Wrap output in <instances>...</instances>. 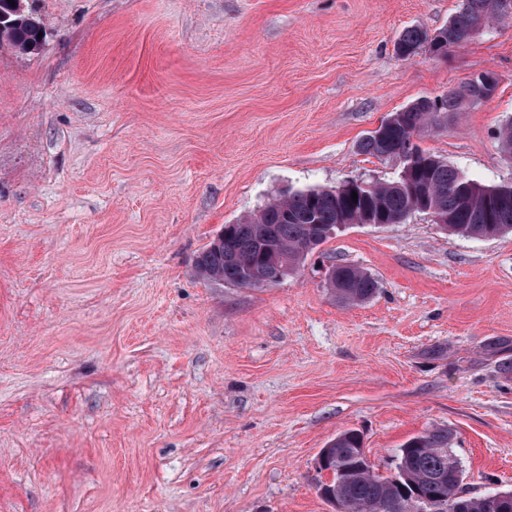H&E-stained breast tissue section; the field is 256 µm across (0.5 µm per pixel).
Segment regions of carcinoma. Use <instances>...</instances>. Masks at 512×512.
Listing matches in <instances>:
<instances>
[{
  "instance_id": "carcinoma-1",
  "label": "carcinoma",
  "mask_w": 512,
  "mask_h": 512,
  "mask_svg": "<svg viewBox=\"0 0 512 512\" xmlns=\"http://www.w3.org/2000/svg\"><path fill=\"white\" fill-rule=\"evenodd\" d=\"M0 15L9 16L6 39L26 53L38 51L46 33L43 21L18 0H0ZM512 20V0H462L458 12L439 30L438 41L426 44L421 28L405 30L398 43L406 58L423 47L437 56L469 42L475 31L493 22ZM483 78L469 79L451 94L420 98L393 113L394 125L385 138L367 134L361 152L376 158L405 156L396 179L357 186L339 193L336 188L296 190L276 198L257 213L227 225L221 245L205 247L195 260L196 273L210 281L243 287L277 283L347 220L368 224H401L414 213L446 218L443 230L452 235L490 239L512 233V183L482 186L440 157L427 153L413 137L441 124L451 112L486 95ZM357 199H352V193ZM337 300L358 305L378 290L365 270L348 264L336 266V279L328 285ZM453 434L436 428L406 441L397 455L395 473L376 471L356 430L341 432L330 444L319 470L328 481L319 485L339 512H418L426 501L434 512H512V490L497 501L486 494L464 495V470L452 462Z\"/></svg>"
}]
</instances>
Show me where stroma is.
<instances>
[{
  "mask_svg": "<svg viewBox=\"0 0 512 512\" xmlns=\"http://www.w3.org/2000/svg\"><path fill=\"white\" fill-rule=\"evenodd\" d=\"M0 45V512H337L322 448L362 433L381 474L452 430L471 493L512 490V233L426 214L347 225L279 283L193 260L288 191L395 179L362 153L391 113L495 72L419 144L512 180V22L404 60L460 0H24ZM379 285L354 307L321 267ZM23 0H0V15H8L7 22L13 23L7 28L6 39L10 45L23 50L26 53L38 51L45 39L46 29L43 21L32 12H28L21 5ZM15 3V6H11ZM7 22H2L5 24ZM42 33V36H39Z\"/></svg>",
  "mask_w": 512,
  "mask_h": 512,
  "instance_id": "stroma-1",
  "label": "stroma"
}]
</instances>
